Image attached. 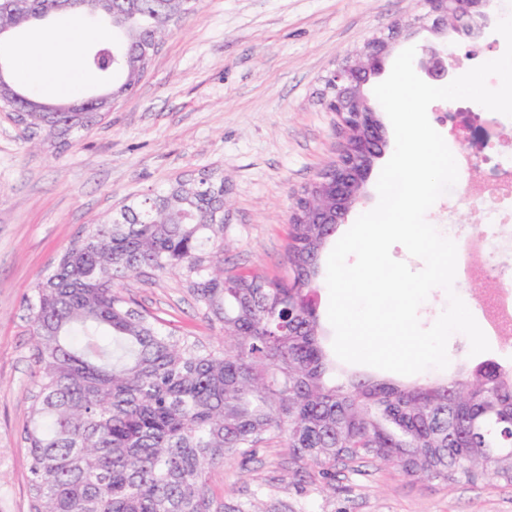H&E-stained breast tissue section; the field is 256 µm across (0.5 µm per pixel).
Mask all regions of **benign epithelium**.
I'll return each instance as SVG.
<instances>
[{"label": "benign epithelium", "instance_id": "obj_1", "mask_svg": "<svg viewBox=\"0 0 512 512\" xmlns=\"http://www.w3.org/2000/svg\"><path fill=\"white\" fill-rule=\"evenodd\" d=\"M421 2L427 9L425 18L432 20L428 29L439 41L436 50L418 60V68L429 81L446 83L453 75L454 58L448 47V34L460 31L471 34L481 27L488 19L484 11L488 0H474L465 11L452 6L454 0ZM401 34V28L396 26L386 36L366 40L329 78L324 102L328 111L336 113L344 142L336 160L319 175V181L334 196L336 207L317 211L318 224L344 221L352 203L361 199L375 160L383 155L384 128L375 113L364 107L360 92L371 65L389 54L391 43Z\"/></svg>", "mask_w": 512, "mask_h": 512}]
</instances>
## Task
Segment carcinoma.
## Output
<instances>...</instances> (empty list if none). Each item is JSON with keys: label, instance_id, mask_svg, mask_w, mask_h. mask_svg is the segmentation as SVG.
I'll return each mask as SVG.
<instances>
[{"label": "carcinoma", "instance_id": "obj_1", "mask_svg": "<svg viewBox=\"0 0 512 512\" xmlns=\"http://www.w3.org/2000/svg\"><path fill=\"white\" fill-rule=\"evenodd\" d=\"M192 0H0V27L54 14L112 24L109 74L82 103L32 100L0 63V93L69 144L131 93ZM335 224L290 225L288 275L224 271V179L205 174L122 206L64 249L27 300L37 391L23 431L30 512H260L228 506L208 483L224 458L275 438L297 472L325 482L371 459L448 484L512 485V368L400 383L347 373L322 344L319 261ZM177 273L224 337L204 345L162 327L121 293L137 275Z\"/></svg>", "mask_w": 512, "mask_h": 512}]
</instances>
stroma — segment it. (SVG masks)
I'll list each match as a JSON object with an SVG mask.
<instances>
[{
  "label": "stroma",
  "instance_id": "stroma-1",
  "mask_svg": "<svg viewBox=\"0 0 512 512\" xmlns=\"http://www.w3.org/2000/svg\"><path fill=\"white\" fill-rule=\"evenodd\" d=\"M502 0L471 37L449 35L455 75L500 57L495 31ZM418 0H198L153 56L133 93L61 149L29 136L0 112V512H29L28 462L21 439L35 392V361L25 300L57 254L121 205L188 176L224 179V266L268 277L283 273L295 195L341 148L336 116L323 100L324 79L368 38L392 26L414 27L394 49H423ZM455 243L485 224L465 188L442 195L426 214ZM124 295L166 328L202 343L220 328L204 318L178 275L133 276ZM471 355L453 334L448 368L421 372L443 380L494 360L512 366V333L490 337ZM215 497L254 502L263 512H512V486L488 478L454 484L403 475L373 461L340 465L321 484L288 470L274 441L254 459L225 458L209 474Z\"/></svg>",
  "mask_w": 512,
  "mask_h": 512
}]
</instances>
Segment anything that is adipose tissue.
<instances>
[{
    "mask_svg": "<svg viewBox=\"0 0 512 512\" xmlns=\"http://www.w3.org/2000/svg\"><path fill=\"white\" fill-rule=\"evenodd\" d=\"M85 32L98 43L112 40L111 29L104 26L91 29L77 16L65 15L52 28L38 32L29 47L19 51L13 62L17 77L36 93L50 92L72 100L79 98L87 74L78 59L62 54L61 46Z\"/></svg>",
    "mask_w": 512,
    "mask_h": 512,
    "instance_id": "1",
    "label": "adipose tissue"
}]
</instances>
